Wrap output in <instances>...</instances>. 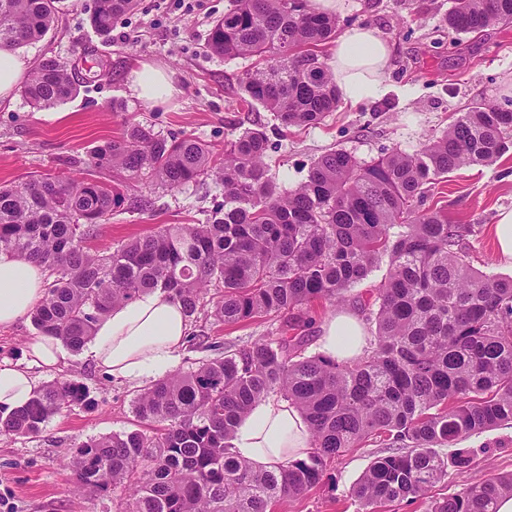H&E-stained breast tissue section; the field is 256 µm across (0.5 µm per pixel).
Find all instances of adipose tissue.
<instances>
[{"label": "adipose tissue", "mask_w": 512, "mask_h": 512, "mask_svg": "<svg viewBox=\"0 0 512 512\" xmlns=\"http://www.w3.org/2000/svg\"><path fill=\"white\" fill-rule=\"evenodd\" d=\"M389 55L388 38L374 26H354L339 36L328 65L344 103L354 105L382 94ZM130 88L147 103L165 101L175 92L170 77L149 64L131 72ZM45 282L41 264L0 252V328L30 313L45 295ZM190 335L180 301L158 290L144 292L113 306L96 323L84 355L109 377L139 384L171 368ZM367 337L358 316L338 313L321 326V351L336 361H349L362 355ZM66 358L60 339L39 336L28 344L23 361L0 362V409L11 412L27 405L40 388L33 367L58 370ZM232 444L234 454L256 471H271L306 456L310 431L294 405L270 396L256 401L238 421Z\"/></svg>", "instance_id": "adipose-tissue-1"}]
</instances>
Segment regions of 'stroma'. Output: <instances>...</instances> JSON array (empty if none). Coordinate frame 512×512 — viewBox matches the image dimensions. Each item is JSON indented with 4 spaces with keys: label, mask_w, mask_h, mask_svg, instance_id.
Returning a JSON list of instances; mask_svg holds the SVG:
<instances>
[{
    "label": "stroma",
    "mask_w": 512,
    "mask_h": 512,
    "mask_svg": "<svg viewBox=\"0 0 512 512\" xmlns=\"http://www.w3.org/2000/svg\"><path fill=\"white\" fill-rule=\"evenodd\" d=\"M226 4L138 0L134 11L102 36L89 22L92 0H58L55 28L18 52L35 62L53 56L74 67L80 91L50 109H33L20 96L0 106V185L68 173L69 162L87 161L95 146L126 124L139 123L164 135L201 140L218 152L228 134L262 129L270 145L267 161L291 189L327 152L342 149L362 161L396 148L411 152L440 135L473 100L502 106L512 100V27L455 37L445 22L451 0H345L336 15L338 31L374 25L390 42L384 92L353 106L337 105L318 125L281 129L270 112L241 100L240 81L255 59H227L205 48ZM145 63L166 69L177 88L173 98L153 105L132 93L128 77ZM103 64L110 79L94 80ZM129 193L148 196L151 207L115 209L97 225L92 249L114 250L166 224L205 222L221 190L208 181L175 190L140 184ZM427 203L445 208L451 221L477 226L468 244L476 269L512 277V266L496 256L490 232L499 212L512 209V151L492 165L449 174ZM279 324L271 316L227 325L199 313L191 320L192 332L209 343L186 345L174 368L186 371L217 357L219 348L275 335ZM36 374L43 385L60 378L83 382L96 405L50 418L33 438L0 435V512H122L123 488L106 495L78 489L65 462L88 438L134 429L133 400L140 386L113 381L80 352L69 353L62 371L40 368ZM459 448L471 457L468 467H448L426 498L386 502L374 512H426L432 501L512 473V423L473 435ZM389 453L379 438L349 449L328 462L322 484L277 503L273 512H361L351 489L372 461Z\"/></svg>",
    "instance_id": "obj_1"
}]
</instances>
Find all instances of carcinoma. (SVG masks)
Instances as JSON below:
<instances>
[{
    "mask_svg": "<svg viewBox=\"0 0 512 512\" xmlns=\"http://www.w3.org/2000/svg\"><path fill=\"white\" fill-rule=\"evenodd\" d=\"M56 0H0V50L41 39L55 25ZM136 0H94L91 26L101 35ZM456 34L512 26V0H453L446 17ZM336 38V16L312 0H228L207 49L226 58L257 57L243 95L273 113L283 129L320 123L334 111L336 79L316 48ZM72 70L40 61L21 93L48 109L77 94ZM512 148V108L473 102L441 134L406 152L365 162L335 150L315 160L288 190L265 163L264 131L247 129L210 145L131 123L91 151L92 178L44 176L0 186V251L43 264L53 277L30 312L38 334L74 351L109 309L161 289L188 317L208 306L234 324L295 313L275 339H258L186 372L167 374L133 401L139 428L80 443L65 466L78 486L106 494L124 488V512H270L323 481L326 461L365 440L397 451L370 464L353 487L367 509L416 499L447 475L439 449L512 421V278L475 269L467 224L424 206L428 188L471 165H490ZM211 180L223 200L204 223L168 224L111 252L86 246L94 227L130 203L123 186L148 180L167 189ZM367 320L374 343L350 362L305 355L304 309L346 292L382 262ZM305 416L307 457L258 472L233 456L238 420L268 396ZM73 379L43 386L24 408L0 410V434L34 436L75 406L92 407ZM149 426L151 431L142 427ZM512 496V475L433 502L428 512H496Z\"/></svg>",
    "mask_w": 512,
    "mask_h": 512,
    "instance_id": "cac0c4a2",
    "label": "carcinoma"
}]
</instances>
